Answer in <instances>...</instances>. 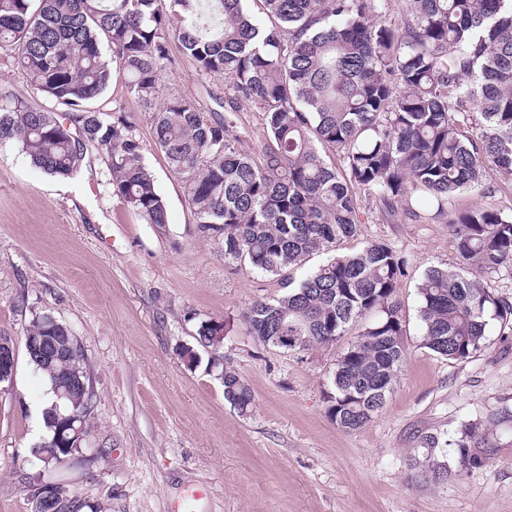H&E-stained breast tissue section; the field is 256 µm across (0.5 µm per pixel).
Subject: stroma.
I'll list each match as a JSON object with an SVG mask.
<instances>
[{"mask_svg": "<svg viewBox=\"0 0 512 512\" xmlns=\"http://www.w3.org/2000/svg\"><path fill=\"white\" fill-rule=\"evenodd\" d=\"M158 96L191 99L205 117L231 95L224 78L202 75L170 41ZM96 105L132 121L143 163L163 197L158 233L128 210L109 184L103 156L90 152L69 179L33 167L18 147L0 148V336L16 365L0 384V512H31L37 484L60 481L104 512H172L185 486L208 488L198 512H512V445L439 483L411 479L430 436L479 413L512 405V332L492 325L487 347L464 361L420 343L417 286L431 267L456 262L444 224H409L361 201L358 234L341 253L373 242L407 260L399 289L406 356L383 410L344 431L325 413L335 363L355 341L286 353L248 336L241 314L279 294L275 278L232 268L197 230L187 185L153 139V105L112 82ZM264 116L241 104L234 128L261 160ZM48 310L77 337L96 408L80 462L55 469L32 455L47 435L44 384L24 349L33 313ZM224 325V363L250 384L251 413L239 414L196 345L198 320Z\"/></svg>", "mask_w": 512, "mask_h": 512, "instance_id": "stroma-1", "label": "stroma"}]
</instances>
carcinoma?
Returning a JSON list of instances; mask_svg holds the SVG:
<instances>
[{
	"label": "carcinoma",
	"mask_w": 512,
	"mask_h": 512,
	"mask_svg": "<svg viewBox=\"0 0 512 512\" xmlns=\"http://www.w3.org/2000/svg\"><path fill=\"white\" fill-rule=\"evenodd\" d=\"M0 0V52H13L30 84L53 108L0 94V148L16 145L36 169L72 176L95 150L107 158L113 193L159 233L167 211L140 145L124 118L94 102L116 76L150 101L158 91L168 39L205 76L232 86L224 118L206 119L181 98L153 115L155 146L185 178L198 231L221 246L224 263L277 279L281 293L242 315L262 345L304 352L336 344L356 322L359 338L336 360L328 418L356 431L385 406L406 355L398 288L407 260L373 242L354 253L337 244L355 236L360 195L413 224H446L461 273L428 269L418 284L422 345L463 361L487 346L492 324L512 330V302L482 277L512 270V207L460 209L456 196L483 186L494 167L512 186V0ZM264 112L267 144L255 162L232 134L238 104ZM342 158L329 165L322 152ZM326 255L316 267L310 257ZM202 320L196 342L213 348ZM70 345L56 357L44 348ZM24 348L52 394L42 454L65 467L83 447L58 440L72 408L87 424L94 404L81 346L49 311L32 316ZM224 400L251 412L249 383L211 357ZM512 429V406L464 420L426 440L415 477L448 476L483 464ZM33 512H102L60 485Z\"/></svg>",
	"instance_id": "carcinoma-1"
}]
</instances>
